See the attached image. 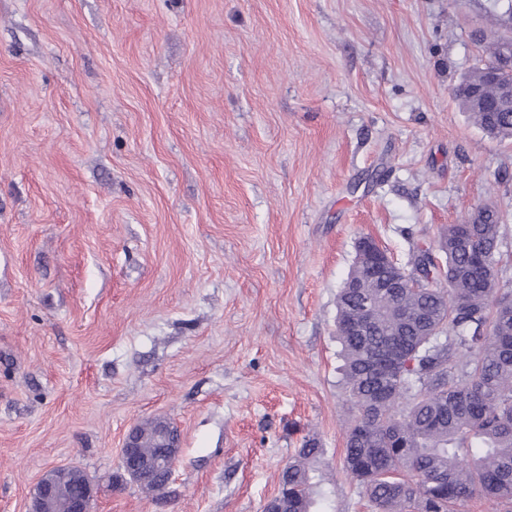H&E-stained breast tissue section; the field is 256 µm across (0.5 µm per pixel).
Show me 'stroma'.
Here are the masks:
<instances>
[{"instance_id": "obj_1", "label": "stroma", "mask_w": 512, "mask_h": 512, "mask_svg": "<svg viewBox=\"0 0 512 512\" xmlns=\"http://www.w3.org/2000/svg\"><path fill=\"white\" fill-rule=\"evenodd\" d=\"M499 0H0V512L57 465L104 483L173 423L167 489L98 512H264L304 440L343 467L336 297L496 202L512 140L453 96ZM162 419H153L139 426L141 435V454L147 457L155 456L161 448H168V444L158 442V433L165 423ZM139 433L138 427L132 428L123 443V447L121 448V456H120V468L122 470H126L127 473H157L161 474L165 472V468H168L162 461V459H158L153 462H142L137 458L136 448L139 447Z\"/></svg>"}]
</instances>
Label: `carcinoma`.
<instances>
[{
  "label": "carcinoma",
  "mask_w": 512,
  "mask_h": 512,
  "mask_svg": "<svg viewBox=\"0 0 512 512\" xmlns=\"http://www.w3.org/2000/svg\"><path fill=\"white\" fill-rule=\"evenodd\" d=\"M488 136L512 139V112H476ZM476 224H450L436 251L441 265L425 278L446 288L374 287V265L349 271L359 284L337 296L341 382L357 415L346 433L344 468L375 512H453L481 495L512 501V294L496 291L502 212L478 208ZM431 247H416L405 272ZM373 308L360 332L344 325L363 298ZM397 354L383 371L379 359ZM164 424L139 426L141 454L155 456ZM323 449L308 440L280 478L288 512H319L325 500L311 476Z\"/></svg>",
  "instance_id": "obj_1"
}]
</instances>
